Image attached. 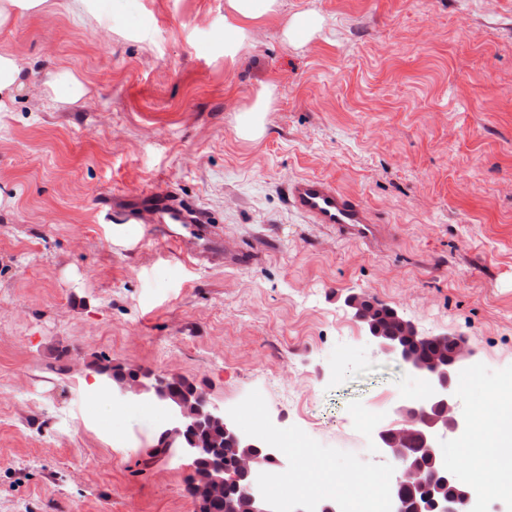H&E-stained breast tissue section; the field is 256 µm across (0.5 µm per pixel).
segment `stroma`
Instances as JSON below:
<instances>
[{
	"label": "stroma",
	"mask_w": 512,
	"mask_h": 512,
	"mask_svg": "<svg viewBox=\"0 0 512 512\" xmlns=\"http://www.w3.org/2000/svg\"><path fill=\"white\" fill-rule=\"evenodd\" d=\"M321 26L287 41L291 18ZM227 0L55 4L0 29L29 70L0 112V512H197L180 450L144 400L113 412L91 362L204 384L240 433L312 442L304 486L396 474L374 431L424 382L378 352L344 304L465 336L472 416L512 389V0H279L224 53ZM84 88L49 94L52 73ZM271 91L261 137L237 118ZM322 176L387 225L377 249L288 206ZM172 186L247 265H199L162 224L104 223L107 195ZM66 349L67 372L54 369Z\"/></svg>",
	"instance_id": "1"
}]
</instances>
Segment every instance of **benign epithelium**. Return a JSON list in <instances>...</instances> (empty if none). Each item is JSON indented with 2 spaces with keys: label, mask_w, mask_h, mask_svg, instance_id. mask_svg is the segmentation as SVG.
Here are the masks:
<instances>
[{
  "label": "benign epithelium",
  "mask_w": 512,
  "mask_h": 512,
  "mask_svg": "<svg viewBox=\"0 0 512 512\" xmlns=\"http://www.w3.org/2000/svg\"><path fill=\"white\" fill-rule=\"evenodd\" d=\"M353 318L367 331L368 338L386 355L399 359L416 375L427 381L430 392L422 399L401 406L405 423L378 431V447L399 464L393 486L419 488L428 477L417 463L409 461L408 449L417 446L425 458H442L445 441L466 428V421L456 410V382L461 369L475 355L474 348L463 336L454 339L451 353L443 351L441 336H424L434 343L433 353L426 354L417 343L419 332L390 305L363 295L350 294L345 300ZM178 375L148 373L136 375L113 385L120 394L140 397L153 394L171 399L174 418L161 431L165 447L181 448L196 460L207 457L211 474L200 484L192 485L189 497L195 504L224 497L229 480L248 478L260 467L277 466L279 459L267 448L255 450L257 444L243 437L224 413L212 405L205 387L200 386L192 399H184L173 381ZM231 479H226V476ZM247 512H274L253 484L242 491ZM472 491L466 490L454 499L434 500L412 506L413 512H478Z\"/></svg>",
  "instance_id": "obj_1"
}]
</instances>
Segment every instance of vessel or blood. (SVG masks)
I'll return each mask as SVG.
<instances>
[{
  "instance_id": "b4317fda",
  "label": "vessel or blood",
  "mask_w": 512,
  "mask_h": 512,
  "mask_svg": "<svg viewBox=\"0 0 512 512\" xmlns=\"http://www.w3.org/2000/svg\"><path fill=\"white\" fill-rule=\"evenodd\" d=\"M286 194L289 206L309 223L330 228L340 237L368 245L384 238L383 227L372 210L329 178L305 176L289 180ZM101 212L108 223L190 225L191 238L174 236L170 242L196 263L228 255L223 237L213 229L210 214L184 202L173 190L151 189L115 196L103 202Z\"/></svg>"
}]
</instances>
